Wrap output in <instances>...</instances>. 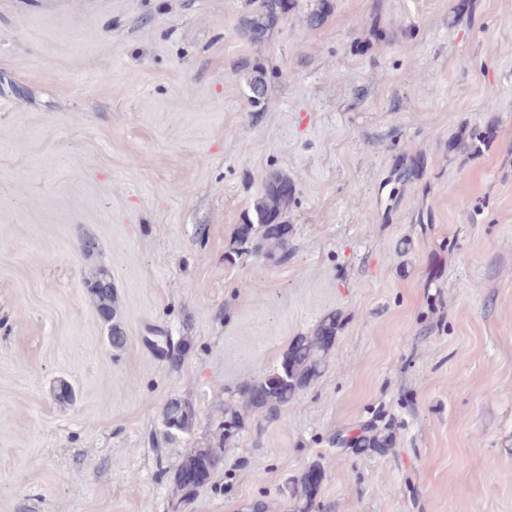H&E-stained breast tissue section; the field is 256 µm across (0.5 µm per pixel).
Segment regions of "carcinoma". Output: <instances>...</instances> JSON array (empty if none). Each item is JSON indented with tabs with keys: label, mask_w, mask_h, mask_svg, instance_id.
<instances>
[{
	"label": "carcinoma",
	"mask_w": 512,
	"mask_h": 512,
	"mask_svg": "<svg viewBox=\"0 0 512 512\" xmlns=\"http://www.w3.org/2000/svg\"><path fill=\"white\" fill-rule=\"evenodd\" d=\"M293 0H261L259 9L242 20L241 31L249 40L263 38L292 7ZM328 0H318L316 8L308 15L307 23L312 29L321 26L328 15ZM417 166L401 163L395 166L391 182L404 185L413 176ZM292 200L288 188V177L277 174L265 186L263 197L256 209V223L248 234H239L240 243L258 240V248L273 254L288 250V238L269 236L263 229L265 220L279 216ZM97 310L110 317L108 342L112 350H122L126 336L115 322L117 296L112 288L108 270L100 268L86 282ZM336 318L329 316L321 320L312 333L296 337L284 353L280 365L271 372L240 383L224 403V420L218 424L219 440L216 445L196 448L186 456L175 471V481L185 489H193L208 481L212 471L224 457V444L232 441L243 429L248 414L259 411L271 422L278 418L281 408L296 400L300 392L318 379L324 372L332 344L328 338L335 335ZM194 411L191 405L177 398L170 399L162 409V424L167 434L188 433L193 425ZM389 436L378 433L374 427L364 428L361 435L352 440L358 447L381 448L388 444ZM319 465L313 464L299 478L286 483L281 496L289 505V512H311L314 506L318 481L315 475Z\"/></svg>",
	"instance_id": "obj_1"
}]
</instances>
